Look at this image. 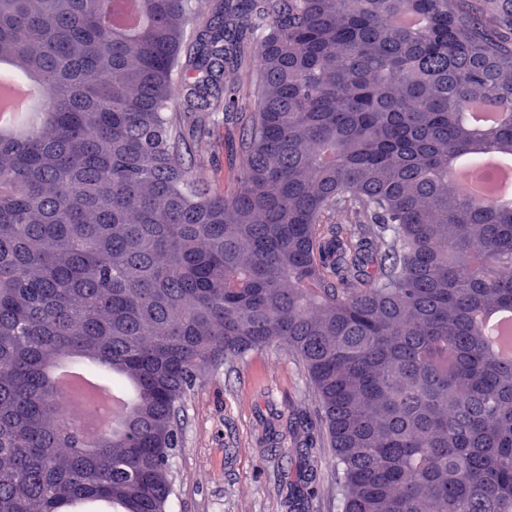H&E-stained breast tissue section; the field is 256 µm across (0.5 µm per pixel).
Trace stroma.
<instances>
[{
    "mask_svg": "<svg viewBox=\"0 0 512 512\" xmlns=\"http://www.w3.org/2000/svg\"><path fill=\"white\" fill-rule=\"evenodd\" d=\"M245 125L244 113H219L187 128L186 147H209L210 190L232 189ZM180 419L167 512H341V473L329 465L323 415L299 360L281 347L210 367L187 391ZM313 448L320 454L311 492L290 505L283 487Z\"/></svg>",
    "mask_w": 512,
    "mask_h": 512,
    "instance_id": "obj_1",
    "label": "stroma"
}]
</instances>
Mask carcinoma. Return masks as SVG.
<instances>
[{
	"instance_id": "carcinoma-1",
	"label": "carcinoma",
	"mask_w": 512,
	"mask_h": 512,
	"mask_svg": "<svg viewBox=\"0 0 512 512\" xmlns=\"http://www.w3.org/2000/svg\"><path fill=\"white\" fill-rule=\"evenodd\" d=\"M462 3L136 0L130 30L121 0H0V65L42 99L0 130V512H166L177 405L274 342L343 512H512V361L481 326L512 307V205L450 177L512 160V14ZM471 100L509 118L478 132ZM178 105L248 112L231 193L180 153ZM65 358L132 390L86 446ZM76 365L62 364L53 367L49 372V377L53 385L61 391L66 392L74 400L81 401L82 393L76 388L77 377ZM107 400L111 406H112V402H113L114 411L112 414H110L109 416L102 419L99 422L97 428H95L92 431L88 430L86 427V424H85L86 421L83 424L75 426V427H70L67 423H64L61 428L63 435L73 434L77 438L83 439V438H87V437L91 436L92 434H102L105 432H112V428L115 429L121 423V418L126 414V412L124 411V407L125 406L128 407V405H127L128 403L126 400L125 401L126 405L125 404L118 405L112 400V398L107 399Z\"/></svg>"
}]
</instances>
